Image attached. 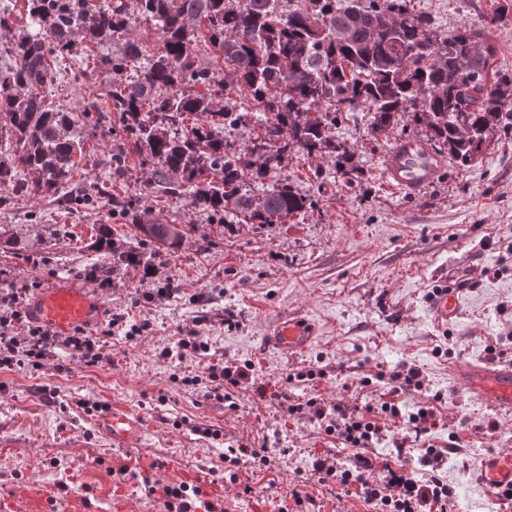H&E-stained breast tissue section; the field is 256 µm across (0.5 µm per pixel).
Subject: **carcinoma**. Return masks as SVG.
Returning <instances> with one entry per match:
<instances>
[{
	"mask_svg": "<svg viewBox=\"0 0 512 512\" xmlns=\"http://www.w3.org/2000/svg\"><path fill=\"white\" fill-rule=\"evenodd\" d=\"M268 2L27 0L28 22L0 65V187L54 196L71 181L101 108L87 103L80 123L48 106L43 88L54 59L82 48L96 52L112 111L152 164L148 186L222 224H282L310 207L288 182L265 180L295 147L348 162L332 129L362 105L383 134L413 113L460 166L481 157L493 131L512 130V104L498 93L512 76L487 78L492 47L467 26L438 34L411 0H300L282 14ZM132 3L160 32L159 49L133 37ZM227 90L247 101L244 112L223 105ZM247 117L279 146L229 149L224 129ZM81 201L121 211L148 242L176 248L184 238L105 182L88 184Z\"/></svg>",
	"mask_w": 512,
	"mask_h": 512,
	"instance_id": "carcinoma-1",
	"label": "carcinoma"
}]
</instances>
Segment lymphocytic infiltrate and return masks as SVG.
<instances>
[{
    "label": "lymphocytic infiltrate",
    "instance_id": "obj_1",
    "mask_svg": "<svg viewBox=\"0 0 512 512\" xmlns=\"http://www.w3.org/2000/svg\"><path fill=\"white\" fill-rule=\"evenodd\" d=\"M17 296L0 297V369L21 365L42 366L52 349L60 347L88 366L105 362L98 341L83 329L58 337L41 327H29L19 333L23 314L17 308ZM258 372L253 363L219 362L208 369L209 386L205 398L224 400L227 410H237V395L255 385ZM305 378L304 373L291 372L285 377V389L279 394V405L291 417H306L317 422L324 433L345 450L346 458L316 456L311 474L324 485L335 484L337 490L357 491L364 503L377 512H459L455 488L445 475L448 459L459 445L457 432H449L447 445L431 442L428 435L439 426L437 405L441 394H434L415 410L402 401L405 394L422 390L426 379L414 365L402 364L376 375L384 390L378 398L349 406L329 404L312 396L293 399L288 393ZM391 442L389 458L379 459L377 445ZM269 470L276 465V453L269 438H262L248 448L228 447L224 450L223 470H212V477L228 472L237 481L240 466Z\"/></svg>",
    "mask_w": 512,
    "mask_h": 512
}]
</instances>
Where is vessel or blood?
<instances>
[{
    "label": "vessel or blood",
    "instance_id": "b4317fda",
    "mask_svg": "<svg viewBox=\"0 0 512 512\" xmlns=\"http://www.w3.org/2000/svg\"><path fill=\"white\" fill-rule=\"evenodd\" d=\"M445 166L444 157L430 143L419 138L398 140L384 161L388 184L400 191L414 193L433 183ZM458 287H441L430 300L437 323H447L456 316L460 302ZM30 317L64 332L74 327L93 325L100 312L94 295L83 288L64 283L43 289L31 302ZM313 330L308 321L291 317L280 323L268 338L270 346L284 351H298L308 347ZM460 380L476 399L499 408H512V367H469L459 373ZM100 434L119 448L137 446L142 434L140 421L129 410L113 407L100 415L96 422ZM482 481L493 488L512 487V452L495 453L484 459L480 468ZM110 500L113 512H137L138 500L130 497H110L107 487L99 482L56 498L53 491L42 486L33 487L17 499L0 498V512H94L93 500Z\"/></svg>",
    "mask_w": 512,
    "mask_h": 512
}]
</instances>
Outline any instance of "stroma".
Segmentation results:
<instances>
[{
  "mask_svg": "<svg viewBox=\"0 0 512 512\" xmlns=\"http://www.w3.org/2000/svg\"><path fill=\"white\" fill-rule=\"evenodd\" d=\"M411 6L438 31L465 25L481 32L493 47L490 72L512 74V0H411ZM94 66L80 56L54 66L48 103L78 114L106 96L105 86L86 77ZM118 125V115L107 112L100 129L89 131L75 180L111 178L113 194L138 198L158 223L191 231L180 247L158 249L136 239L118 211L70 204L75 189L62 200L0 192V293L23 288L33 297L68 282L101 304L89 335H99L116 313L146 326L132 341L120 332L105 337L111 361L103 366H86L59 349L39 369L0 370V496L28 481L56 491L93 477L141 497V512H161L162 497L147 495L141 483L147 475L164 485L200 487L224 512H277V499L303 480L320 512H372L356 494L337 496L311 477L313 456L335 453V441L309 419L276 409L269 396L286 373L322 370L325 378L299 384L294 394L365 401L379 389L361 387L362 378L407 363L428 380L425 390L407 395V405L443 397V424L433 433L438 444L464 421L497 420L495 434L467 437L462 453L469 468L449 467L448 481L466 512H512L479 479L484 457L512 450V411L475 400L456 376L461 366L490 365V347L512 350V131L493 132L476 163L447 162L437 181L409 195L387 184L384 159L397 140L425 138L424 124L406 116L385 136L373 132L370 112H358L335 129L354 147L352 186L344 185L334 157L295 149L271 178L289 181L312 199L311 208L283 224L224 226L208 223L186 201L144 194L149 169L137 153H128L123 175L112 176L111 130ZM113 246L140 258L115 260ZM454 271L468 274V284L458 316L441 325L430 299ZM168 277L180 286L172 297L157 292ZM293 315L314 325L313 343L290 354L269 347L272 327ZM185 326L196 327L210 352L163 362L160 351ZM221 359L254 363L265 397L246 391L234 412L204 399L206 368ZM82 399L139 416V446L113 447L79 407ZM204 428L218 430L219 439L202 437ZM262 435L287 453L273 470H239L250 495L212 480L208 470L223 468L227 446H247Z\"/></svg>",
  "mask_w": 512,
  "mask_h": 512,
  "instance_id": "1",
  "label": "stroma"
}]
</instances>
